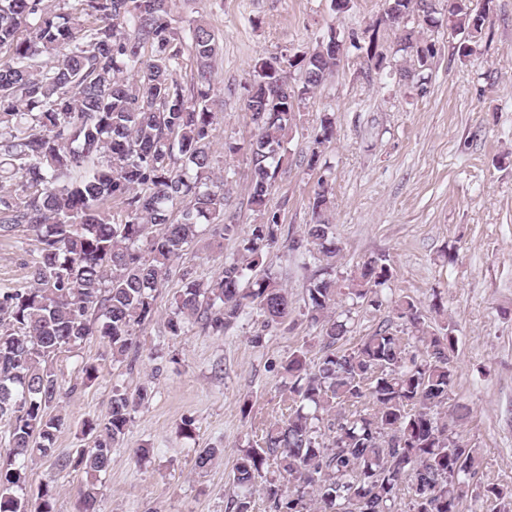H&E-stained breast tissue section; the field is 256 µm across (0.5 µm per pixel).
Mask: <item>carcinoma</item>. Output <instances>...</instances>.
Returning a JSON list of instances; mask_svg holds the SVG:
<instances>
[{
  "instance_id": "carcinoma-1",
  "label": "carcinoma",
  "mask_w": 512,
  "mask_h": 512,
  "mask_svg": "<svg viewBox=\"0 0 512 512\" xmlns=\"http://www.w3.org/2000/svg\"><path fill=\"white\" fill-rule=\"evenodd\" d=\"M60 2L53 10L46 0H0V237L23 227L37 242L26 285L0 291V422L10 429L0 451V512H55L54 483L76 470L85 475L83 512H94L98 476L150 394L113 390L107 413L83 423L93 445L75 456L57 453L54 437L66 417L53 358L98 336L112 361H123L154 314L171 264L188 255L202 226L237 232L224 220V178L213 171V29L190 28L197 69L186 88L177 78L184 39L170 0ZM469 2L452 0L448 14L474 39L486 12ZM384 11L406 19L396 25L401 44L424 67L435 45L415 25L438 23L435 0H384ZM336 40L332 30L309 53L254 65L246 97L256 129L249 202L261 220L211 281L183 267L170 334L198 327L222 336L247 310L268 327L290 318L288 289L264 263L281 238L267 201L299 102L342 62ZM284 61L299 70L301 86L286 82ZM333 135L334 118L325 114L303 158L308 170L318 168L320 147ZM330 195L319 179L311 222L292 245L321 266L306 296L322 355L311 366L301 351L283 365L292 406L266 425L261 446L237 458L228 512H251L258 491L270 512H464L482 463L443 414L458 343L453 327L431 326L400 295L392 309L406 337L384 321L346 347L356 307L387 302L391 271L385 259L369 257L336 277L341 247L326 219ZM223 453L201 448L195 466ZM33 456L52 467L34 502L24 493V462ZM490 492L499 512H512V487L494 484Z\"/></svg>"
}]
</instances>
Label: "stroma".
Masks as SVG:
<instances>
[{
    "mask_svg": "<svg viewBox=\"0 0 512 512\" xmlns=\"http://www.w3.org/2000/svg\"><path fill=\"white\" fill-rule=\"evenodd\" d=\"M486 9L467 56L457 50L464 35L450 22L425 29L422 36L437 53L405 79L399 71L412 61L385 20L384 0H351L341 14L331 0H176L180 31L203 20L219 38L214 172L224 179L226 211L238 233L201 234L185 264L171 266L155 314L138 332L140 347L126 361L113 362L96 336L54 358L59 378L74 388L62 401L67 423L56 434L57 452L91 446L83 423L107 412L113 388L151 395L99 476L98 512H226L237 455L257 446L266 421L287 411L283 364L300 350L311 363L320 355L305 316L306 290L319 267L291 245L310 222V200L323 174L342 247L337 276L383 256L392 271L389 298L410 296L426 314L433 303L443 305L458 339L450 399L472 409L455 428L484 459L471 487L475 510L496 512L487 485H512V0H488ZM332 30L344 38L375 35L384 67L375 69L364 51L350 50L300 104L268 201L280 215L282 237L267 262L292 298L291 317L269 330L247 313L221 336L198 329L170 335L164 323L183 265L210 280L258 221L248 203L255 128L245 106L255 60L312 51ZM326 113L336 135L322 147L320 171L311 172L302 159ZM35 248L25 231L0 238L1 291L24 285ZM84 362L96 363L99 377L80 386ZM186 419L194 422L189 434L182 429ZM139 446L150 450L142 461L131 454ZM210 447L223 449V458L197 469L198 449Z\"/></svg>",
    "mask_w": 512,
    "mask_h": 512,
    "instance_id": "obj_1",
    "label": "stroma"
}]
</instances>
